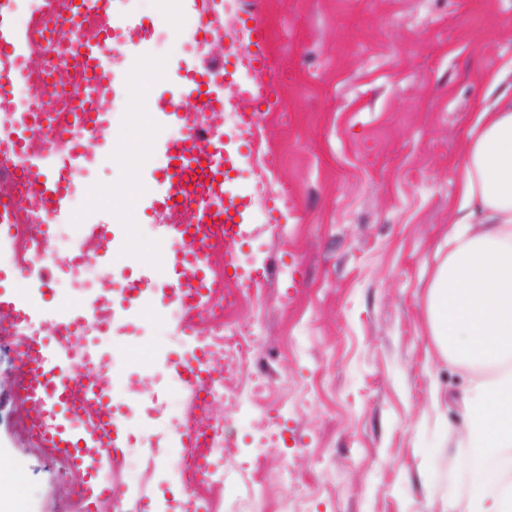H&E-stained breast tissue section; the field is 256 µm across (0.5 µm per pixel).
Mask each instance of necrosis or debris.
Segmentation results:
<instances>
[{"label":"necrosis or debris","instance_id":"1","mask_svg":"<svg viewBox=\"0 0 512 512\" xmlns=\"http://www.w3.org/2000/svg\"><path fill=\"white\" fill-rule=\"evenodd\" d=\"M56 2L53 14L34 12L26 26L31 49L40 57L41 63L27 71L18 88L26 107H37L51 113L54 128L61 129L68 125L75 105L59 78L60 73L69 69V55L49 38L58 22L67 17L65 0ZM24 165V156L14 154L11 149L0 148V194L27 200L26 205L14 214L10 237V259L17 272H25L34 262L46 268L64 263L68 266L71 280L84 284L93 282L99 289H106L111 284L110 279L96 277L84 266L85 255L97 248L91 240L75 242L62 235L54 238L39 255L31 254L30 239L38 225L46 222L47 215L28 183L18 176ZM211 277L215 287L202 310L193 314L182 313L180 323L197 328V336L190 339L192 345L205 348L210 359L223 361V381L210 387L201 399L190 401L182 415L170 420L173 431L199 430L203 433L202 447L184 449L176 464L179 479L186 488L177 504L179 512H238L236 506L224 504L221 495L223 470L203 475L198 459L206 454L219 462L225 455L224 432L211 418L214 403L224 399L239 403L249 401L265 389L264 380L253 373L256 348L252 336L224 326V316L233 305L235 292L224 284L223 251H216L213 257Z\"/></svg>","mask_w":512,"mask_h":512}]
</instances>
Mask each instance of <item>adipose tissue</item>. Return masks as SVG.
Masks as SVG:
<instances>
[{"label": "adipose tissue", "instance_id": "obj_1", "mask_svg": "<svg viewBox=\"0 0 512 512\" xmlns=\"http://www.w3.org/2000/svg\"><path fill=\"white\" fill-rule=\"evenodd\" d=\"M507 71L464 134L448 254L427 294L431 334L448 360L480 368L463 398L465 434L477 448L468 512H512V96Z\"/></svg>", "mask_w": 512, "mask_h": 512}]
</instances>
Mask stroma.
<instances>
[{"mask_svg": "<svg viewBox=\"0 0 512 512\" xmlns=\"http://www.w3.org/2000/svg\"><path fill=\"white\" fill-rule=\"evenodd\" d=\"M151 18L150 52L116 30L112 68L125 88L113 101V160H85L64 229L113 215L125 242L120 264L153 275L157 227L145 211L127 217L114 193L132 177L125 157L137 141L165 140L176 123L137 126L156 101L180 98L196 62L186 51L195 19L172 33L152 0H131ZM273 36L269 57L277 94L261 108L258 148L276 154L271 180L281 212L237 253L250 277L232 324L258 330L256 370L268 387L254 406L215 403L229 450L224 498L243 512H441L466 507L471 468L461 442L462 391L473 370L441 355L431 335L428 287L442 256L457 195L465 130L483 103V77L512 60V0H263ZM155 72L149 96L128 90L140 68ZM22 286L0 264V287L41 310L84 311L95 289ZM168 307L153 300L120 312L84 346L110 366L119 424L139 459L103 474L124 512L145 495L166 504L183 494L172 458L181 451L155 411L184 407L187 391L154 353L177 359L190 347ZM18 373L0 349V462L10 465L22 512H60L79 474L61 473L27 438ZM283 408L281 435L261 447L258 417ZM169 448L152 459L149 445Z\"/></svg>", "mask_w": 512, "mask_h": 512, "instance_id": "1", "label": "stroma"}]
</instances>
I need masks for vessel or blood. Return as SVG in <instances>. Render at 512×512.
Here are the masks:
<instances>
[{
  "label": "vessel or blood",
  "instance_id": "b4317fda",
  "mask_svg": "<svg viewBox=\"0 0 512 512\" xmlns=\"http://www.w3.org/2000/svg\"><path fill=\"white\" fill-rule=\"evenodd\" d=\"M118 0H70L74 17L96 15L99 28L95 37H83L72 20L54 31L56 43L72 53L74 70L86 73L83 82H72L68 92L78 109L73 130L59 131L68 142L66 150L49 148L43 155L28 158L26 181L44 200L48 224L42 225L38 244L51 240V227L68 218V183L79 172L88 144L102 140L112 120L106 104L122 86L112 70L107 46L112 41L113 20ZM183 11L196 19L194 35L200 36L206 50L195 68L185 75L187 96L194 109L205 111L208 134L189 122L186 112L176 113L182 130L180 137L161 141L168 164L160 171H145L151 186L149 199L162 233L157 240L159 266L166 278L162 301L186 311L200 309L210 286L208 258L216 241L224 243V278L240 279L242 273L235 256L243 242L252 236L246 217L249 210L274 196L268 172V156L256 151L258 114L238 109L242 100H266L274 81L266 46L268 35L258 9L240 12L236 0H226L216 10L213 0H180ZM11 0H0V107L8 101V91L20 75L19 64L26 60L23 39L11 24ZM123 25L138 51H146L150 25L145 18L125 15ZM251 75L249 83H240L238 72ZM234 111L233 142H226L218 117ZM46 113L27 110L21 122L0 126V143L17 151L28 146L31 131L48 124ZM251 163L255 180L249 189L236 188L235 181L243 163ZM186 204L184 220L166 223L165 218L178 204ZM8 314L27 321L35 309L13 292L0 291V316ZM73 350L51 339L39 341L38 355L24 360L20 389L35 409V431L43 447L59 449L75 469L85 473L86 512H97V504L109 489L100 481L113 452L127 446L119 425L117 404H108L101 423L81 424L70 400L72 390L82 377L75 368ZM171 370L191 395L204 392L213 377L205 351L193 352L186 359L172 362Z\"/></svg>",
  "mask_w": 512,
  "mask_h": 512
}]
</instances>
